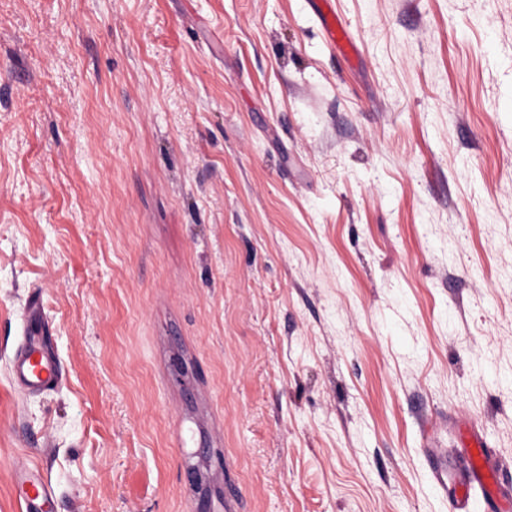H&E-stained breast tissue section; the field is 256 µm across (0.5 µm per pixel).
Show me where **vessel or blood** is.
<instances>
[{
  "label": "vessel or blood",
  "mask_w": 512,
  "mask_h": 512,
  "mask_svg": "<svg viewBox=\"0 0 512 512\" xmlns=\"http://www.w3.org/2000/svg\"><path fill=\"white\" fill-rule=\"evenodd\" d=\"M316 13L326 41L342 56L351 58L357 46L348 25L333 9V0H315ZM13 379L22 390L38 393L58 387L63 381L62 370L43 340L39 310H30L25 339L13 356ZM460 464L445 467L435 461V479L448 488L452 512H467L474 489H481L489 512H505L512 500V485L506 483L502 468L496 462L486 439L477 432L461 435ZM17 486L25 512H50L52 492L37 470L23 468L16 473Z\"/></svg>",
  "instance_id": "1"
}]
</instances>
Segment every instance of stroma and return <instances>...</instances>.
I'll return each instance as SVG.
<instances>
[{
    "instance_id": "obj_1",
    "label": "stroma",
    "mask_w": 512,
    "mask_h": 512,
    "mask_svg": "<svg viewBox=\"0 0 512 512\" xmlns=\"http://www.w3.org/2000/svg\"><path fill=\"white\" fill-rule=\"evenodd\" d=\"M334 9L355 61L314 0H0V512L24 466L52 512H449L464 427L512 467V0ZM333 0H315L316 13L326 41L345 58L357 54V46L348 25L333 9ZM42 325L39 310L31 309L24 343L13 356L14 383L27 392L54 389L63 381V373L56 358L44 344Z\"/></svg>"
}]
</instances>
